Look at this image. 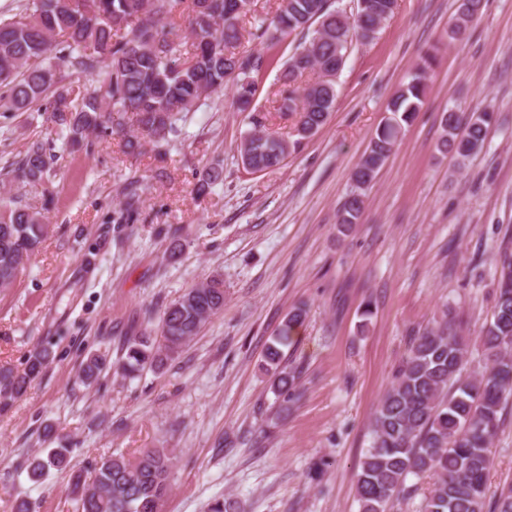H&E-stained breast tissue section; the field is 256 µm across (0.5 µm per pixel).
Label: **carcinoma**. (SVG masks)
Here are the masks:
<instances>
[{
    "mask_svg": "<svg viewBox=\"0 0 512 512\" xmlns=\"http://www.w3.org/2000/svg\"><path fill=\"white\" fill-rule=\"evenodd\" d=\"M396 0H357L352 17L332 0H282L275 14L256 31L269 46L302 34L282 63L279 111L295 116L293 132H266L253 113L258 77L271 65L261 54L239 50L241 22L251 0H25L19 12L0 15V112L43 113L73 146L101 130L124 131L131 114L138 134L127 138L130 153L141 137L159 146L169 143L178 123L206 104L208 95L231 86L233 103L249 113L251 130L240 140L243 168L252 174L279 167L304 141L325 125L337 96V78L353 37H375L396 10ZM482 0H460L448 26V39L461 41L479 14ZM188 22L190 44L172 38L179 21ZM437 64L425 52L410 81L389 101L369 151L353 173L354 190L345 199L338 224L357 223L364 197L394 150L404 126L419 111L428 74ZM94 73L96 84L57 75L61 67ZM493 113L466 117L450 110L441 120V147L458 159L470 158L484 143ZM55 154L48 141L35 140L8 165L6 176L18 187L36 186L49 177ZM222 181L210 168L198 181L203 194ZM46 226L41 213L19 202L0 201V287L15 282L38 250ZM496 302L479 334L485 367L464 374L472 350L469 336L449 311L442 321L413 337L371 422V443L356 476L360 512H390L418 495L409 477L432 480L419 512H484L492 444L512 402V256L506 254L496 278ZM224 309V281L214 277L189 288L163 311L159 336L124 340L121 369L134 375L158 368ZM305 313H288L272 336L265 361L273 386L288 392L295 376L279 370L283 348L292 344ZM47 350L35 351L21 375L0 373V404L21 396L47 364ZM105 359L90 358L83 379H95ZM169 458L147 449L130 460L122 455L101 460L90 480L78 475L71 494L77 512H161L169 490ZM490 512H512V482L494 495Z\"/></svg>",
    "mask_w": 512,
    "mask_h": 512,
    "instance_id": "1",
    "label": "carcinoma"
}]
</instances>
